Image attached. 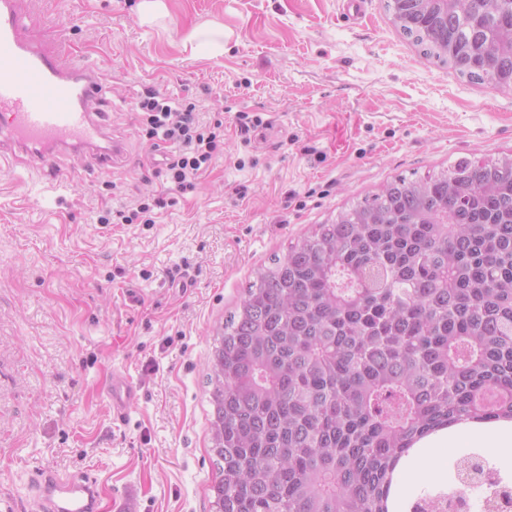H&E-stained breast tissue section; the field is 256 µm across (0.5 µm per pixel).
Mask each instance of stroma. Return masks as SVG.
<instances>
[{"mask_svg": "<svg viewBox=\"0 0 512 512\" xmlns=\"http://www.w3.org/2000/svg\"><path fill=\"white\" fill-rule=\"evenodd\" d=\"M137 3L27 13L38 37L66 25L96 66L124 157H59V184L0 163V496L30 505L35 482L89 475L123 512H210L209 359L253 270L397 176L511 156L512 90L422 57L385 0H166L152 25ZM206 21L224 27L221 56L186 44ZM147 86L222 120L224 153L154 223H99L163 189L139 166ZM241 112L265 121L246 140ZM116 369L138 389L121 423L105 396ZM474 445L458 430L430 443L426 469L400 471L404 500L455 490Z\"/></svg>", "mask_w": 512, "mask_h": 512, "instance_id": "35a3bbf8", "label": "stroma"}]
</instances>
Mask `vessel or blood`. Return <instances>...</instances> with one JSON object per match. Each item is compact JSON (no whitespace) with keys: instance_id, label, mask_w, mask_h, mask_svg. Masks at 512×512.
<instances>
[{"instance_id":"obj_1","label":"vessel or blood","mask_w":512,"mask_h":512,"mask_svg":"<svg viewBox=\"0 0 512 512\" xmlns=\"http://www.w3.org/2000/svg\"><path fill=\"white\" fill-rule=\"evenodd\" d=\"M30 0H0V161L53 173L59 155L78 151L99 166L117 163L120 144L103 149L109 135L94 105L101 96L96 70L76 61L62 65L66 33L36 39L25 24ZM106 396L112 417L125 419L137 399L126 374L113 373ZM39 512H103L92 480L59 477L44 485Z\"/></svg>"}]
</instances>
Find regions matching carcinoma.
<instances>
[{"label":"carcinoma","instance_id":"obj_1","mask_svg":"<svg viewBox=\"0 0 512 512\" xmlns=\"http://www.w3.org/2000/svg\"><path fill=\"white\" fill-rule=\"evenodd\" d=\"M387 7L424 57L512 76V48L477 55L512 0ZM207 385L211 512H387L416 444L463 417L512 421V158L398 176L258 267ZM480 475L458 463L460 483Z\"/></svg>","mask_w":512,"mask_h":512}]
</instances>
